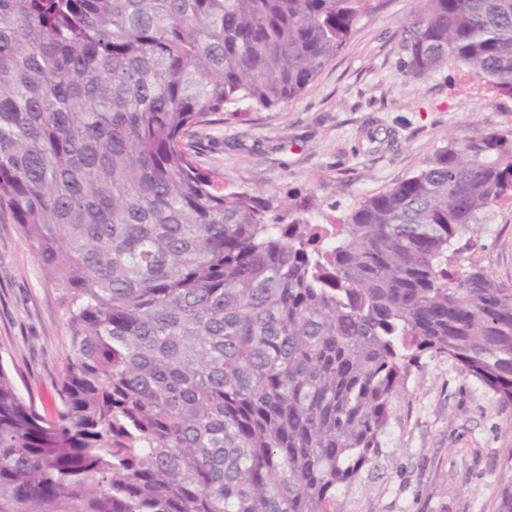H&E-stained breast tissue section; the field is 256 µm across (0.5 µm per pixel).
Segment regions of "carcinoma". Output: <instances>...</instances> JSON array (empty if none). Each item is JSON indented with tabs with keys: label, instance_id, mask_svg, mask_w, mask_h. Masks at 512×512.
Returning <instances> with one entry per match:
<instances>
[{
	"label": "carcinoma",
	"instance_id": "carcinoma-1",
	"mask_svg": "<svg viewBox=\"0 0 512 512\" xmlns=\"http://www.w3.org/2000/svg\"><path fill=\"white\" fill-rule=\"evenodd\" d=\"M403 73L512 96V0H422ZM374 0H0V211L67 304L40 413L0 364V512H334L420 354L512 402V288L450 269L512 132L314 224L183 146L284 106Z\"/></svg>",
	"mask_w": 512,
	"mask_h": 512
}]
</instances>
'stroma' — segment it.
<instances>
[{"instance_id": "obj_1", "label": "stroma", "mask_w": 512, "mask_h": 512, "mask_svg": "<svg viewBox=\"0 0 512 512\" xmlns=\"http://www.w3.org/2000/svg\"><path fill=\"white\" fill-rule=\"evenodd\" d=\"M418 0H378L345 47L295 100L239 112L197 129L196 166L227 189L288 203L310 196L316 223L343 221L348 206L418 174L449 138L512 131V96L456 62L423 78L402 73V26ZM458 265L482 267L512 287V199L468 231ZM65 304L17 224L0 212V359L38 405L62 378ZM386 453L342 491L336 512H496L512 477V404L448 358L424 353L400 388Z\"/></svg>"}]
</instances>
